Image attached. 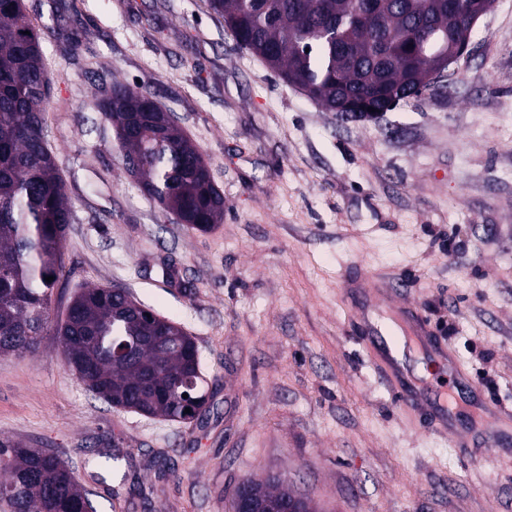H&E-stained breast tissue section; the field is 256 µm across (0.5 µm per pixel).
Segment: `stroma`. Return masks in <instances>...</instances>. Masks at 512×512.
<instances>
[{
    "mask_svg": "<svg viewBox=\"0 0 512 512\" xmlns=\"http://www.w3.org/2000/svg\"><path fill=\"white\" fill-rule=\"evenodd\" d=\"M55 75L46 139L75 221L74 295L119 286L193 336L213 392L189 424L118 410L68 370L58 336L0 355V438L56 452L98 512H228L277 472L322 512H512V0L472 33L444 91L344 121L239 47L206 0H25ZM173 114L224 195L211 230L177 224L123 169L97 103L113 82ZM355 266L408 288L502 406L437 434L403 413L345 305ZM478 448L461 455L456 435ZM119 452L111 470L102 454Z\"/></svg>",
    "mask_w": 512,
    "mask_h": 512,
    "instance_id": "stroma-1",
    "label": "stroma"
}]
</instances>
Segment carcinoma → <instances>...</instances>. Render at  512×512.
Returning <instances> with one entry per match:
<instances>
[{"instance_id":"cac0c4a2","label":"carcinoma","mask_w":512,"mask_h":512,"mask_svg":"<svg viewBox=\"0 0 512 512\" xmlns=\"http://www.w3.org/2000/svg\"><path fill=\"white\" fill-rule=\"evenodd\" d=\"M237 45L261 58L286 82L329 111L344 97L365 107L418 102L433 58L419 67L403 57L410 41L441 34L453 46L467 31L448 14L447 0H208ZM370 6L375 26L355 13ZM23 0H0V353L37 349L52 330L64 360L93 395L112 407L132 397L151 417L176 420L205 394L197 344L177 345L182 327L168 319L156 328L152 310L126 304L121 288L92 287L51 319L53 289L67 274L65 241L74 211L44 127L53 76ZM98 109L115 130L123 165L139 168L142 190L183 226L207 231L224 216L202 154L148 91L113 83ZM53 277L48 282L45 277ZM259 499L296 492L287 480L246 479ZM91 500L58 454L0 439V508L11 512H71Z\"/></svg>"}]
</instances>
